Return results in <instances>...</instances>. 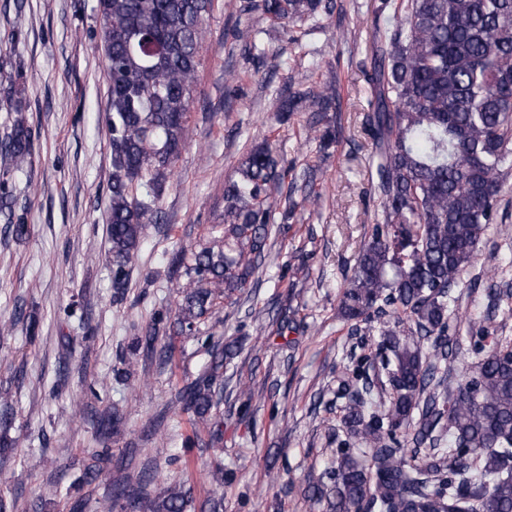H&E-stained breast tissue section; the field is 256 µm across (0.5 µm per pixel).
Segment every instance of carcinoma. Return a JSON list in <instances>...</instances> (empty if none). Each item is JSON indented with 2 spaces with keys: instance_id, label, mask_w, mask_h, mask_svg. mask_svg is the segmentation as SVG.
Segmentation results:
<instances>
[{
  "instance_id": "obj_1",
  "label": "carcinoma",
  "mask_w": 512,
  "mask_h": 512,
  "mask_svg": "<svg viewBox=\"0 0 512 512\" xmlns=\"http://www.w3.org/2000/svg\"><path fill=\"white\" fill-rule=\"evenodd\" d=\"M218 0H98L106 59L112 158L106 228L112 287L128 286L144 233L161 220L160 199L190 135L192 93L203 64V23ZM335 0H242L269 25H303L329 15ZM385 23L373 35L368 85V167L380 206L356 258L336 318L379 324L374 362L387 392L368 379L346 388L344 446L305 493L327 512H512V346H487L478 331L465 380H450L456 345L448 314L461 275L476 259L501 193L512 176V0H384ZM259 31L236 30L248 52ZM25 72L9 74L0 133V221L23 240L30 225L17 207L11 176L25 171L34 132L19 94ZM279 95V122L311 113L319 148L337 143L331 112L337 88L304 86ZM288 162L267 140L246 151L224 185V206L206 240L174 253V317L154 313L136 347L156 348L173 332L197 341L209 370L178 393L192 425L209 424L221 404L218 378L233 345L197 328L218 305L246 288L272 228L288 230L292 203H277ZM447 421L448 436L438 426ZM112 474L109 512H188L192 488L178 481L157 495Z\"/></svg>"
}]
</instances>
